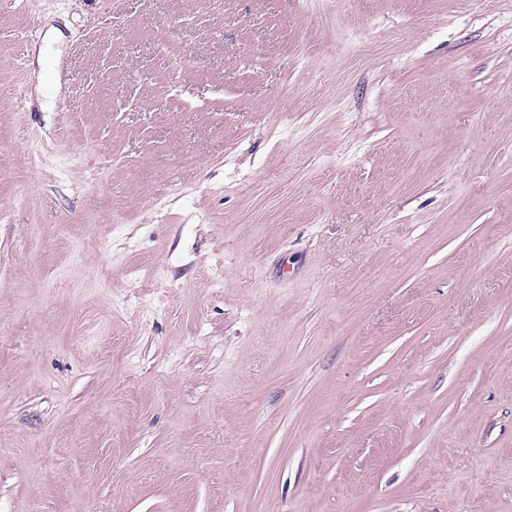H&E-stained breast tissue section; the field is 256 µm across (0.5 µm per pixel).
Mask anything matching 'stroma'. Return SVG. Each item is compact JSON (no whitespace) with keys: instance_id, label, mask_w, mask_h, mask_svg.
I'll return each mask as SVG.
<instances>
[{"instance_id":"1","label":"stroma","mask_w":512,"mask_h":512,"mask_svg":"<svg viewBox=\"0 0 512 512\" xmlns=\"http://www.w3.org/2000/svg\"><path fill=\"white\" fill-rule=\"evenodd\" d=\"M0 512H512V0H0Z\"/></svg>"}]
</instances>
